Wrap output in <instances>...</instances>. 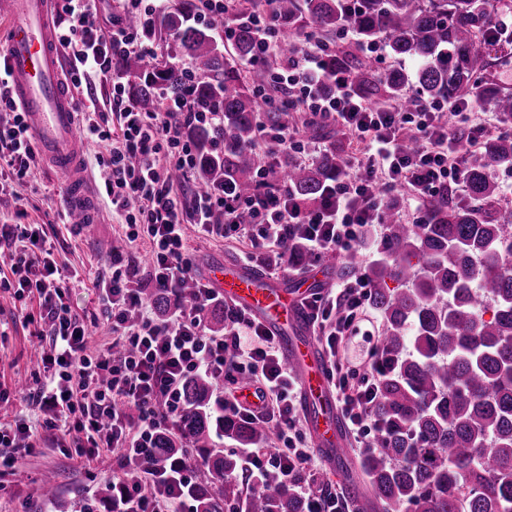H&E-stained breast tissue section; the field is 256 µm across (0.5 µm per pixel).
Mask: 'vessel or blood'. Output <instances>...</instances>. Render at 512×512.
Returning a JSON list of instances; mask_svg holds the SVG:
<instances>
[{
	"label": "vessel or blood",
	"mask_w": 512,
	"mask_h": 512,
	"mask_svg": "<svg viewBox=\"0 0 512 512\" xmlns=\"http://www.w3.org/2000/svg\"><path fill=\"white\" fill-rule=\"evenodd\" d=\"M53 0H0V15L10 27L0 44V61L11 90L27 114L36 148L66 184L64 207L74 222L98 223V208L84 168L85 143L79 133L72 93L63 79V49L55 35ZM208 282L225 301L251 312L274 334L283 336L282 352L300 382L302 413L323 451L327 466L345 432L336 414V396L326 376V360L314 337H288L306 325L308 291L301 282L276 281L260 270L219 262L207 269Z\"/></svg>",
	"instance_id": "1"
}]
</instances>
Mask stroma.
<instances>
[{"instance_id":"stroma-1","label":"stroma","mask_w":512,"mask_h":512,"mask_svg":"<svg viewBox=\"0 0 512 512\" xmlns=\"http://www.w3.org/2000/svg\"><path fill=\"white\" fill-rule=\"evenodd\" d=\"M100 147H86L89 181L100 204V222L92 231H73L60 197L65 189L63 179L47 165H40L27 184L16 193L0 195V216L14 218L24 210V221L42 225L54 247V257L64 274L70 275L71 305L75 313L92 322L90 349L108 346L112 341L107 321L101 311L93 281L99 274L112 270V243L121 235L118 217L106 197L104 172L95 155ZM186 237L194 262V274L205 277L214 262L239 261L243 244L211 238L187 225ZM37 297L15 301L10 293L0 292V388L10 390L9 399L0 401V424L9 426L25 420L39 427L37 447L32 454L17 456L8 472L0 477V512H48L41 500L40 479L44 473L56 476L59 508L55 512H107L100 498L101 487L111 484L117 462L107 449H100L93 460L75 453L74 438L40 427L39 412L23 400L19 387L43 376L45 362L35 336L36 327L26 322L24 312H38Z\"/></svg>"}]
</instances>
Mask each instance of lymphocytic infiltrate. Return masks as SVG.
I'll list each match as a JSON object with an SVG mask.
<instances>
[{"label": "lymphocytic infiltrate", "instance_id": "1", "mask_svg": "<svg viewBox=\"0 0 512 512\" xmlns=\"http://www.w3.org/2000/svg\"><path fill=\"white\" fill-rule=\"evenodd\" d=\"M57 39L66 61L78 125L86 139L105 143L97 163L107 171L104 188L113 213L123 215L122 236L128 256H114L111 276L97 277L98 303L110 325L111 344L88 349V326L69 304L70 285L58 268L53 247L30 224H0V250L11 253L10 273L0 288L16 298L38 294V313H25L51 326L45 337V360L52 373L28 385L25 400L39 407L45 428L76 436V453L92 457L111 449L120 472L114 483L112 512H184L195 500L201 469L186 457L161 460L155 438L175 430L183 409L184 380L201 373L224 388V411L250 422L276 427L279 446L239 451L247 481L262 480L270 489L293 487L304 512H352L350 504L314 470L298 405V382L280 357L278 338L245 312H226L223 334L208 333L201 305L220 296L199 283L194 306L166 320L153 316L141 299L138 267L133 259L141 244L150 247L149 280L169 291L191 276L193 261L186 246V227L207 235L245 242L243 256L284 250L292 225H302V246L315 256L350 254L361 248L368 225L382 221L387 192L405 190L414 222H421L428 202L448 186H464L458 155L464 141L491 135L487 126L472 127L466 139L450 133L449 115L473 111V103H437L405 109L374 107L344 73L323 85L328 46L308 40L298 58L273 73V81L290 94L297 111L333 122L356 143L346 175L331 179L316 206L302 208L276 180L272 156L294 152L313 158L322 146L301 140L298 126L278 131L259 128L265 147L259 185L249 196L222 186L185 192L197 168L192 143L183 131L195 125L221 126L223 112L195 111L189 99L165 100L155 112H143L126 92L118 71L128 54L154 55L129 27V12L153 15L170 0H112L108 25L91 17L97 0H55ZM111 84L104 104H96V80ZM412 136L418 146L405 151ZM39 165L29 126L9 89L8 71L0 65V194L31 177ZM181 180H174L173 172ZM371 299L364 277L341 281L306 303L328 354V380L355 442L374 447L381 425L374 414L385 365L372 360L350 365L340 347L351 335L357 316ZM253 383L264 397L260 410L241 407L235 398L240 379Z\"/></svg>", "mask_w": 512, "mask_h": 512}]
</instances>
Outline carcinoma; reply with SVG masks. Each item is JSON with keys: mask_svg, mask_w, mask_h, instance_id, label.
<instances>
[{"mask_svg": "<svg viewBox=\"0 0 512 512\" xmlns=\"http://www.w3.org/2000/svg\"><path fill=\"white\" fill-rule=\"evenodd\" d=\"M266 8L281 23L282 60L299 55L307 37L322 40L348 29L362 45L382 43L394 57L418 61L409 75L380 73L375 59L351 48L326 59L327 77L344 72L374 105L464 99L492 105L502 131L463 160L470 202L435 197L423 222H391L374 240L378 258L366 278L381 319L377 344L393 371L376 408L383 422L378 451L361 461L373 497L350 481L346 492L358 512H512V211L492 209L499 188L489 177L492 169L512 166V92L491 87V63L481 51L493 44L491 18L512 12V0H266ZM198 9L199 0H176L162 17L164 56L131 54L118 67L144 112L160 98L187 91L197 110L224 112L220 127L187 130L197 148L195 189L224 184L250 195L256 190L258 123L287 128L295 123L294 108L261 107V97L281 95L270 67L240 74L255 52L250 20L229 13L200 25L193 21ZM126 23L146 41L158 36L156 23L138 13ZM224 25L233 29L230 54L214 35ZM183 57L198 77L183 71L177 63ZM345 170L346 156L333 148L311 165H282L279 176L293 197L310 204L320 200L328 177ZM194 288V281H185L173 299L156 291L152 303L165 317L175 307H189ZM203 316L211 332L224 330V306L210 304ZM212 391L208 378L188 377L177 432L160 433L156 443L164 458L182 456L188 445L202 462L208 482L196 492L198 512H225L224 483L239 469L237 458L210 447L213 435L248 448L268 446L273 433L225 417L211 404ZM241 508L302 512V502L290 487L274 491L254 481Z\"/></svg>", "mask_w": 512, "mask_h": 512, "instance_id": "1", "label": "carcinoma"}]
</instances>
